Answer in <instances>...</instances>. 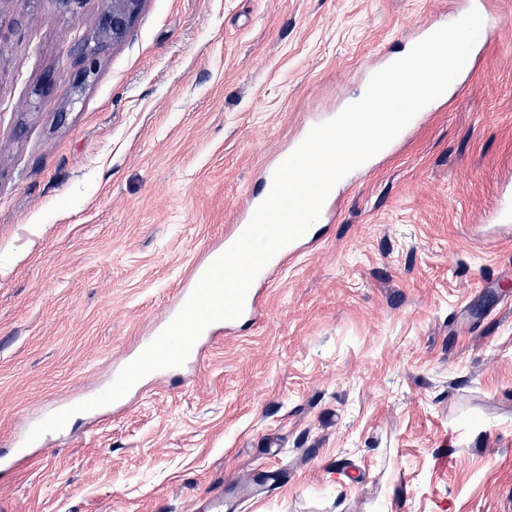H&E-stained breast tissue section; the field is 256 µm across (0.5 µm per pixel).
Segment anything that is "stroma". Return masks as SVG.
Listing matches in <instances>:
<instances>
[{"instance_id":"1","label":"stroma","mask_w":512,"mask_h":512,"mask_svg":"<svg viewBox=\"0 0 512 512\" xmlns=\"http://www.w3.org/2000/svg\"><path fill=\"white\" fill-rule=\"evenodd\" d=\"M100 0H0V450L112 379L309 122L458 0H145L67 104ZM446 106L184 378L74 415L0 512H512V0Z\"/></svg>"}]
</instances>
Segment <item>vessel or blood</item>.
Listing matches in <instances>:
<instances>
[{
  "mask_svg": "<svg viewBox=\"0 0 512 512\" xmlns=\"http://www.w3.org/2000/svg\"><path fill=\"white\" fill-rule=\"evenodd\" d=\"M260 203V198L254 196L247 198L240 212L238 223L231 225L229 231L224 235L225 245H232L236 241L243 232L245 225H248ZM312 245V240L304 236L279 250L252 283L246 296L245 308L240 320L219 321L207 327L194 344L187 358L188 364L193 365L205 360L207 351L218 333L232 334L235 333L239 323L258 322L264 315L262 297L264 289L270 287ZM205 270V265L198 263L192 265L184 285L179 289L175 300L170 304L163 316L164 322H171L180 311Z\"/></svg>",
  "mask_w": 512,
  "mask_h": 512,
  "instance_id": "obj_1",
  "label": "vessel or blood"
}]
</instances>
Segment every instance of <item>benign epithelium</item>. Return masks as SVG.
Wrapping results in <instances>:
<instances>
[{"mask_svg": "<svg viewBox=\"0 0 512 512\" xmlns=\"http://www.w3.org/2000/svg\"><path fill=\"white\" fill-rule=\"evenodd\" d=\"M143 4L144 0H101L94 42L78 44L82 67L69 79L64 89L70 103H75L86 85L95 78L102 48L110 43H120L126 38Z\"/></svg>", "mask_w": 512, "mask_h": 512, "instance_id": "1", "label": "benign epithelium"}]
</instances>
